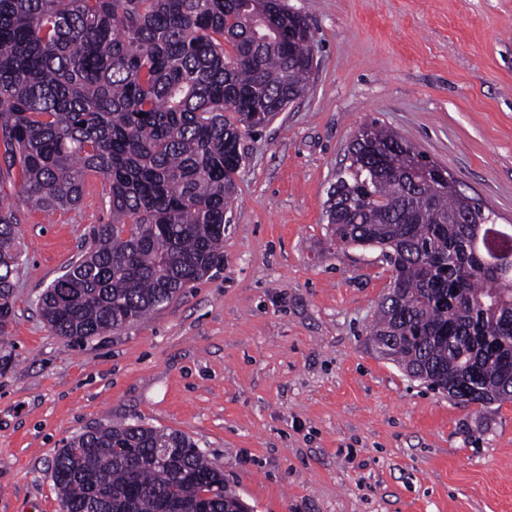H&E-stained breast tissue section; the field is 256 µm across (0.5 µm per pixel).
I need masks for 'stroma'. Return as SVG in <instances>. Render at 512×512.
<instances>
[{"label":"stroma","instance_id":"stroma-1","mask_svg":"<svg viewBox=\"0 0 512 512\" xmlns=\"http://www.w3.org/2000/svg\"><path fill=\"white\" fill-rule=\"evenodd\" d=\"M304 93L244 132L224 260L159 310L56 336L44 290L108 222V185L22 211L0 337V512H63L52 460L138 423L193 439L253 512H512V402L464 405L368 342L390 268L333 248L326 201L363 124L389 128L512 225V0H285Z\"/></svg>","mask_w":512,"mask_h":512}]
</instances>
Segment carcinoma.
<instances>
[{"instance_id":"carcinoma-1","label":"carcinoma","mask_w":512,"mask_h":512,"mask_svg":"<svg viewBox=\"0 0 512 512\" xmlns=\"http://www.w3.org/2000/svg\"><path fill=\"white\" fill-rule=\"evenodd\" d=\"M312 60L305 18L281 0H0V192L16 175L25 207L54 213L75 208L91 177L109 186L111 220L41 298L56 335L119 329L222 262L241 128L301 95ZM375 146L396 148L398 165L378 169ZM349 154L328 200L332 239L381 247L400 282L371 342L434 390L512 402V272L479 261L498 232L491 212L418 173V151L393 131L362 126ZM19 223L0 203V336ZM52 479L67 512H249L194 440L141 424L73 438Z\"/></svg>"}]
</instances>
